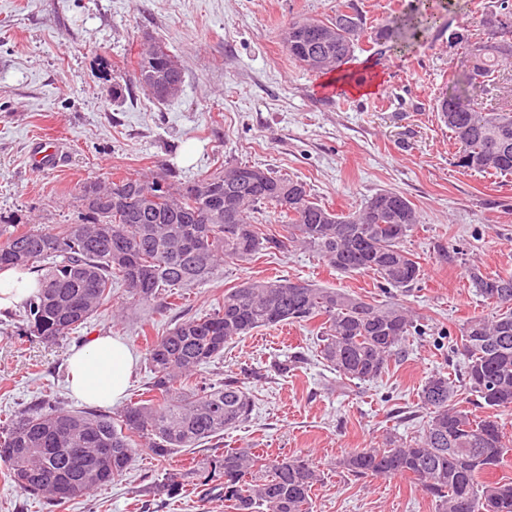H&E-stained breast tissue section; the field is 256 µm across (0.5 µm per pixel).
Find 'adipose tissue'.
<instances>
[{"mask_svg":"<svg viewBox=\"0 0 512 512\" xmlns=\"http://www.w3.org/2000/svg\"><path fill=\"white\" fill-rule=\"evenodd\" d=\"M39 287L36 274L27 269L0 272V311L28 300ZM137 359L131 348L112 336L94 337L73 351L67 360V381L72 393L87 402H112L128 387Z\"/></svg>","mask_w":512,"mask_h":512,"instance_id":"adipose-tissue-1","label":"adipose tissue"}]
</instances>
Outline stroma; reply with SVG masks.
Listing matches in <instances>:
<instances>
[{"instance_id":"obj_1","label":"stroma","mask_w":512,"mask_h":512,"mask_svg":"<svg viewBox=\"0 0 512 512\" xmlns=\"http://www.w3.org/2000/svg\"><path fill=\"white\" fill-rule=\"evenodd\" d=\"M353 2L368 26L408 0H0V222L68 224L79 217L74 187L171 169L189 183L227 164L269 168L302 181L336 211L376 193H404L420 222L404 247L422 267L420 280L394 293L371 275H344L314 251L291 248L224 264L217 276L184 289L170 307L129 310L113 324L102 309L79 337L48 345L22 339L21 308L0 313V421L34 410L48 398L70 411L86 402L68 389L73 348L109 334L140 360L124 394L137 400L150 379L141 357L147 339L185 316L216 308L226 288L248 277L290 278L343 288L372 302L397 297L420 317L423 332L373 382L341 378L315 352V324L268 328L237 339L201 370L217 382L250 371L256 396L246 424L166 461L138 455L132 470L91 495L49 504L20 489L0 467V512H224L221 498L189 489L153 498L148 484L205 463L225 448L306 454L321 480L313 512H435V503L405 477H355L339 465L346 452L372 448L386 435H422L429 411L420 399L429 376L458 378L455 351L462 327L491 305L468 270L512 273V175L466 171L435 112L458 48L452 32L482 33L478 0H457L408 55L355 50L351 81H378L375 91L326 90L324 76L293 62L282 42L290 18H322ZM162 40L181 63V93L153 100L135 79L144 38ZM57 139L60 167L29 164L33 140ZM447 257H440V249ZM304 363L273 366L294 353Z\"/></svg>"}]
</instances>
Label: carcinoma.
I'll list each match as a JSON object with an SVG mask.
<instances>
[{
	"label": "carcinoma",
	"instance_id": "1",
	"mask_svg": "<svg viewBox=\"0 0 512 512\" xmlns=\"http://www.w3.org/2000/svg\"><path fill=\"white\" fill-rule=\"evenodd\" d=\"M512 18V0H494L483 36L458 42L471 74L454 71L437 107L459 145L456 166L512 174V36L500 18ZM436 22L412 10L370 29L359 13L292 18L283 29L288 56L317 73L345 74L362 40L379 50L407 48ZM165 61L138 54L136 79L149 82ZM494 89L502 103L485 109L472 91ZM172 175H128L108 183H81V217L72 224L32 225L0 240V271L25 267L41 273L40 292L25 302L19 336L46 343L66 339L111 302L124 286L127 307L150 306L216 274L227 262L301 246L348 275L370 273L388 288H409L422 269L402 242L419 224L412 202L383 190L360 207L338 213L312 197L306 184L251 165H232L188 184ZM276 212L282 235L264 230L263 210ZM489 317L463 327L457 352L478 416L457 405L455 384L436 373L422 390L429 410L423 435L396 436L379 447L354 448L340 464L354 476L407 477L434 498L436 512H512V481L481 482L482 474L512 456L498 411L512 409V274L485 275L469 268ZM318 322L322 359L339 376L372 382L388 369L417 332L413 311L397 300L370 302L348 291L307 281L249 278L224 290L213 313L190 317L146 343L149 398L115 411H65L42 401L31 413L0 428V466L25 491L55 503L87 496L125 475L143 450L166 460L224 435L248 421L252 393L238 376L207 383L198 371L230 341L282 323ZM196 477L204 497L219 490L229 512H312L320 474L299 455L275 458L250 448H229L204 467L153 482V495L178 496Z\"/></svg>",
	"mask_w": 512,
	"mask_h": 512
}]
</instances>
